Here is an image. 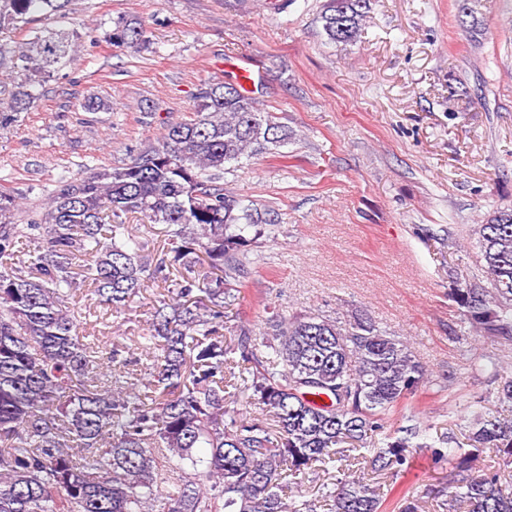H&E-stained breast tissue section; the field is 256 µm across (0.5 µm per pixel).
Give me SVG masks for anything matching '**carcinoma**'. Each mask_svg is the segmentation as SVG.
<instances>
[{
  "mask_svg": "<svg viewBox=\"0 0 512 512\" xmlns=\"http://www.w3.org/2000/svg\"><path fill=\"white\" fill-rule=\"evenodd\" d=\"M65 0H0V30L49 14ZM369 0H325L328 42L352 43ZM107 33L138 52L144 25L124 17ZM74 30L44 28L0 41V70L22 78L0 99V124L40 95L44 79L71 56ZM292 132L237 80H205L187 120L165 126L122 166H99L61 182L46 202L23 207L0 191V512H314L288 498L287 477L364 461L393 482L383 488L353 470L324 493L329 512H420L398 479L412 449L448 464V483L428 494L444 512H512L496 473L474 474L490 448L512 469V418L476 409L459 419L464 442L435 447L417 426L385 432L384 416L412 398L428 373L409 342L366 314L320 312L268 319L262 354L240 329L224 344L225 285L248 274L252 246L278 223L224 188L244 157L274 155ZM165 226L171 247L155 266L178 279L160 300L141 347L153 363L132 382L118 351L86 340L66 304L87 282L98 303L121 315L152 278L145 245H128L126 220ZM487 284L457 278L452 297L469 330L512 335V207L473 229ZM41 243L27 269L13 266L26 242ZM240 353L247 375L231 371ZM272 426L239 417V382ZM496 398L512 402V375L495 377ZM329 399L318 403L320 397Z\"/></svg>",
  "mask_w": 512,
  "mask_h": 512,
  "instance_id": "cac0c4a2",
  "label": "carcinoma"
}]
</instances>
